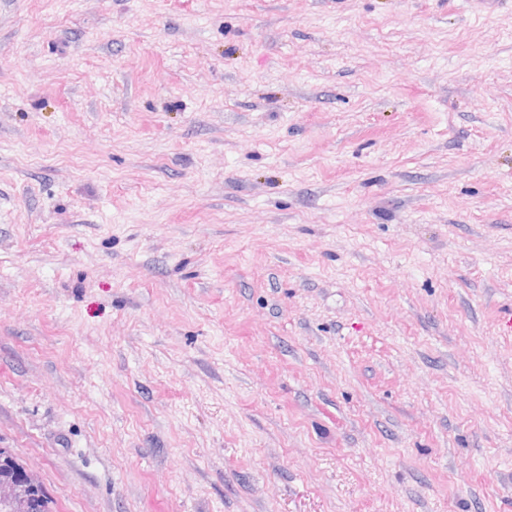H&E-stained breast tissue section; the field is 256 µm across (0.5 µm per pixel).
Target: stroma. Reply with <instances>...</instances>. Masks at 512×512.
Masks as SVG:
<instances>
[{"mask_svg": "<svg viewBox=\"0 0 512 512\" xmlns=\"http://www.w3.org/2000/svg\"><path fill=\"white\" fill-rule=\"evenodd\" d=\"M512 0H0V448L58 512H512Z\"/></svg>", "mask_w": 512, "mask_h": 512, "instance_id": "1", "label": "stroma"}]
</instances>
